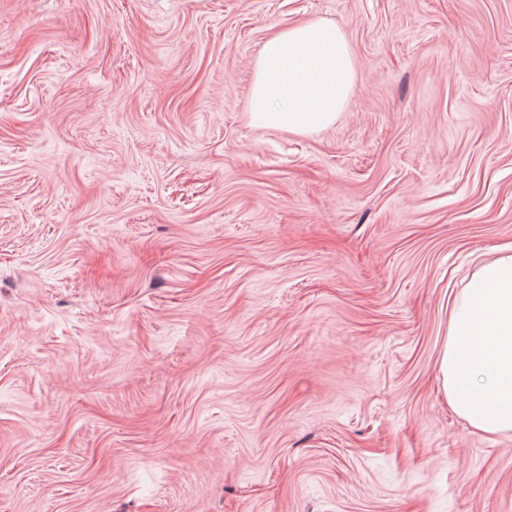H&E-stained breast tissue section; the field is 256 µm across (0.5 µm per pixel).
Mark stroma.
<instances>
[{
  "label": "stroma",
  "mask_w": 512,
  "mask_h": 512,
  "mask_svg": "<svg viewBox=\"0 0 512 512\" xmlns=\"http://www.w3.org/2000/svg\"><path fill=\"white\" fill-rule=\"evenodd\" d=\"M356 66L251 125L271 28ZM512 242V0H0V512H512L440 391ZM355 78L349 41L332 22L274 28L254 63L249 122L298 135L324 129L336 122Z\"/></svg>",
  "instance_id": "obj_1"
}]
</instances>
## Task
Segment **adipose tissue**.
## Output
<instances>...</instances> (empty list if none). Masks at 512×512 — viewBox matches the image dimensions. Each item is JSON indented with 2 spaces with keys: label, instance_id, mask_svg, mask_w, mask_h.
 Masks as SVG:
<instances>
[{
  "label": "adipose tissue",
  "instance_id": "adipose-tissue-1",
  "mask_svg": "<svg viewBox=\"0 0 512 512\" xmlns=\"http://www.w3.org/2000/svg\"><path fill=\"white\" fill-rule=\"evenodd\" d=\"M356 78L344 32L311 19L263 41L247 101L252 125L308 134L331 126ZM441 390L452 410L487 435L512 433V244L480 263L448 318Z\"/></svg>",
  "mask_w": 512,
  "mask_h": 512
}]
</instances>
